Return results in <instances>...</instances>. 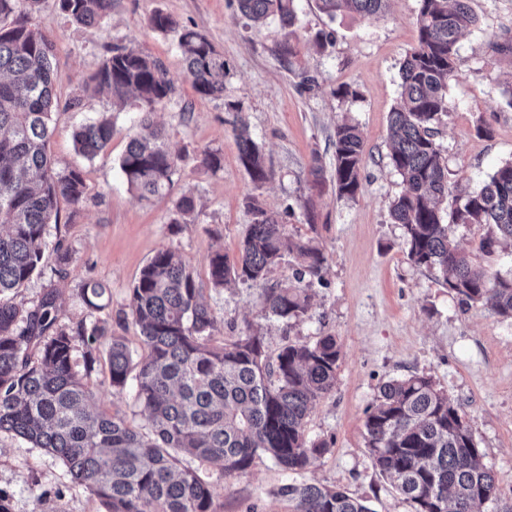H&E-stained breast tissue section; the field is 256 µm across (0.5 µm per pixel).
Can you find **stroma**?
Segmentation results:
<instances>
[{
	"mask_svg": "<svg viewBox=\"0 0 512 512\" xmlns=\"http://www.w3.org/2000/svg\"><path fill=\"white\" fill-rule=\"evenodd\" d=\"M470 5L477 23L459 40L458 77L448 85L447 110L435 124L448 180L467 191L512 161V57L496 49L497 43L512 41V0H471ZM418 8V0H389L382 15L332 19L317 0H295L296 54L289 59L278 52L284 33L277 22L253 26L240 14L237 0H114L111 14L95 27L72 22L59 0H42L36 11L14 16L54 43L57 107L49 153L57 168H79L86 183L81 203L59 200L51 230L52 238L72 252L65 277L51 273L55 255L47 253V271L19 290L16 303L33 306L56 289L61 321L74 327L89 316L81 286L101 284L109 303L97 314L100 324L140 355L130 291L146 262L157 251L172 249L201 288L218 338L239 335L250 325L261 328L272 353L288 342L321 335L335 336L341 346L336 387L317 403L306 427L309 439L327 441L328 452L293 475L266 456L246 474L227 479L220 476V464H205L204 473L214 480L216 512H292L279 493L292 482L342 488L368 500L374 512H410L373 467L364 421L382 384L415 372L431 376L464 410L502 498H512V318L462 306L441 272L408 259L402 229L390 217L404 185L389 157L388 119L400 97L401 64L417 43ZM158 10L204 33L223 55V98L194 90L183 74L176 33L148 26ZM320 33L326 40L319 46ZM115 44L160 59L175 82L154 119L179 158V172L169 193L148 201L129 190L119 169L139 118L137 102L119 109L109 94L87 86ZM341 87L346 96H336ZM75 97L81 100L77 111L67 107ZM103 113L114 122L112 141L89 160L76 152L74 130ZM239 113L272 174L260 187L238 159L232 123ZM345 119L359 126L365 143L361 190L353 198L339 196L332 181L314 185L310 174L316 157L331 168L335 128ZM213 149L223 154L216 172L202 164ZM188 190L196 196L197 221L173 223L174 203ZM253 196L278 215L290 239H314L326 257L323 277L313 285V308L303 322L268 319L263 308L265 288L291 277V262L272 269L261 287L210 286L208 255L220 245L228 260L237 259ZM486 232L482 224L453 229L475 265L512 274V255L480 250ZM93 381L97 409L123 417L131 427L142 425L133 389L112 391L106 362L97 363ZM0 499L10 512H105L97 498L74 486L59 457L5 431L0 432Z\"/></svg>",
	"mask_w": 512,
	"mask_h": 512,
	"instance_id": "stroma-1",
	"label": "stroma"
}]
</instances>
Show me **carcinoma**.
Wrapping results in <instances>:
<instances>
[{"instance_id":"obj_1","label":"carcinoma","mask_w":512,"mask_h":512,"mask_svg":"<svg viewBox=\"0 0 512 512\" xmlns=\"http://www.w3.org/2000/svg\"><path fill=\"white\" fill-rule=\"evenodd\" d=\"M75 23L91 27L112 12L113 0H60ZM389 0H318L333 19L339 13L372 17ZM40 0H0V22ZM253 23L278 20L294 34V0H238ZM476 22L470 0H419L418 42L400 68V105L390 112V161L404 184L390 216L401 226L408 259L437 269L448 289L466 305L479 304L512 318V274L477 269L455 243L454 224H485L480 249L512 248V163L499 166L476 191L458 195L460 204L444 218L448 169L433 127L447 111L448 83L457 77V43ZM150 27L179 30L184 74L197 93L224 97V57L198 30L179 27L157 11ZM53 42L23 24L0 27V432L15 434L58 456L72 482L105 505L107 512H215L214 484L199 463H221L224 477L244 474L261 455L284 471L300 473L328 452L323 440L306 438L307 419L336 386L341 350L331 335L295 342L268 352L264 336L251 327L230 340H217L216 319L202 300L192 272L173 250L157 252L131 289L130 313L139 327L142 353L133 361L120 337L106 351L110 386L135 381V401L144 417L136 430L117 415L93 411L91 373L105 329L94 320L69 327L60 321L57 292L31 308L14 301L17 290L41 272L50 226L61 198L79 203L86 191L82 171H58L48 154L55 106ZM112 99H138L140 131L130 138L119 168L128 187L149 200L173 185L178 173L165 132L151 116L174 91V80L158 59L115 44L91 76ZM239 159L259 186L271 178L248 125L234 124ZM107 117L80 125L76 150L92 160L112 141ZM331 178L339 196L361 189L364 140L349 121L336 126ZM174 224L196 221L195 197L174 204ZM235 263L221 246L208 257L212 288L234 282L249 286L267 279L289 253L297 262L295 282L270 289L268 315L304 321L312 308L311 287L322 279L325 257L312 239L287 243L284 225L256 200ZM106 288L94 283L80 295L90 313L103 310ZM84 346L77 369L76 343ZM364 421L372 464L404 496L412 512H477L500 499L494 473L481 462L466 414L431 377L411 373L382 384ZM280 494L293 512H375L368 501L314 483H289Z\"/></svg>"}]
</instances>
